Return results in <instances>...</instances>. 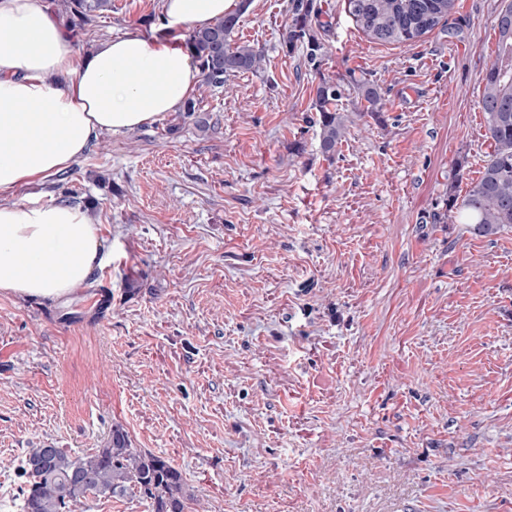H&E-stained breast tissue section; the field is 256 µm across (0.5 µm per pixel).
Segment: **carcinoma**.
Returning a JSON list of instances; mask_svg holds the SVG:
<instances>
[{
  "instance_id": "cac0c4a2",
  "label": "carcinoma",
  "mask_w": 512,
  "mask_h": 512,
  "mask_svg": "<svg viewBox=\"0 0 512 512\" xmlns=\"http://www.w3.org/2000/svg\"><path fill=\"white\" fill-rule=\"evenodd\" d=\"M67 13L68 31L81 30L98 13L111 8V0H49ZM456 0H345L346 12L369 39L381 43H412L432 32L454 10ZM317 0H294L293 17L282 45L302 47L304 57L319 69L324 46L309 33L310 17L319 16ZM498 44L495 59L482 78L481 110L485 137L492 151L479 179L464 195H448L450 224H470L474 233L492 235L512 225V0L495 17ZM238 24L233 14L192 30L186 47L198 64L203 82L221 92L229 77L257 73L264 52L249 44L231 42ZM357 97L373 113L382 105L376 85L368 80L353 82ZM347 88L323 78L314 89L312 107L318 112L320 148L331 158L348 134L351 116L338 102ZM17 473L21 512H71L74 503L89 496L112 498L136 494L149 503L152 512H185L184 479L170 461L130 446L122 430H112L107 446L92 454L73 456L61 448H34L21 461Z\"/></svg>"
}]
</instances>
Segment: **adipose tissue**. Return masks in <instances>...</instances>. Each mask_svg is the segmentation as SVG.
I'll list each match as a JSON object with an SVG mask.
<instances>
[{
  "label": "adipose tissue",
  "instance_id": "adipose-tissue-1",
  "mask_svg": "<svg viewBox=\"0 0 512 512\" xmlns=\"http://www.w3.org/2000/svg\"><path fill=\"white\" fill-rule=\"evenodd\" d=\"M235 0H163L170 29L222 19ZM198 70L169 39L126 36L89 53L45 0H0V292L58 302L88 283L106 255L81 205L9 202L77 161L101 133L164 117Z\"/></svg>",
  "mask_w": 512,
  "mask_h": 512
}]
</instances>
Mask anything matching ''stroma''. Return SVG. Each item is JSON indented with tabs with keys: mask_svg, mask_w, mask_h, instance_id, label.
I'll return each mask as SVG.
<instances>
[{
	"mask_svg": "<svg viewBox=\"0 0 512 512\" xmlns=\"http://www.w3.org/2000/svg\"><path fill=\"white\" fill-rule=\"evenodd\" d=\"M319 2V69L281 44L292 0H249L232 38L259 73L13 194L83 205L108 261L63 302L0 293V512L31 449L83 456L116 427L182 472L186 512H512V226L437 220L490 150L500 0L404 45ZM161 17L112 0L75 45ZM323 77L384 103L332 158ZM353 88L357 94V97L367 103V105H364V107H366V113L359 112V118H364L367 114H369L368 112L372 114L373 112H377V110H379L382 105V99L380 92L374 83L368 80H355V82H353Z\"/></svg>",
	"mask_w": 512,
	"mask_h": 512,
	"instance_id": "1",
	"label": "stroma"
}]
</instances>
